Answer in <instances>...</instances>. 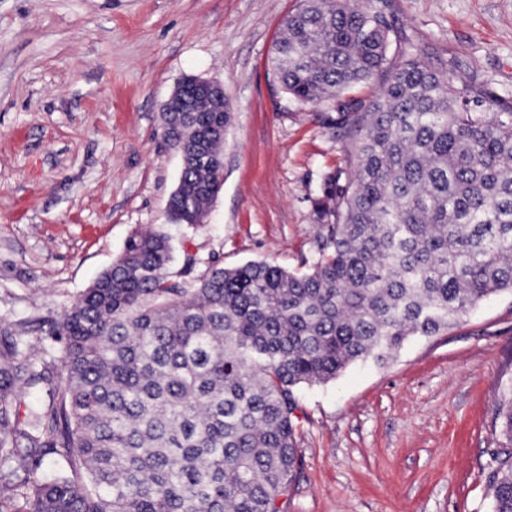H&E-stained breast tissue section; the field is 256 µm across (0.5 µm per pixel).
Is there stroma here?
Instances as JSON below:
<instances>
[{
	"label": "stroma",
	"mask_w": 512,
	"mask_h": 512,
	"mask_svg": "<svg viewBox=\"0 0 512 512\" xmlns=\"http://www.w3.org/2000/svg\"><path fill=\"white\" fill-rule=\"evenodd\" d=\"M392 29L481 100L512 102V0H374ZM297 0H0V323L59 316L134 228L165 225L172 271L267 261L304 271L326 175L351 173L337 101L302 103L271 65ZM233 113L205 223L171 224L181 169L161 134L183 77ZM512 296L299 393L303 469L283 512H491Z\"/></svg>",
	"instance_id": "obj_1"
}]
</instances>
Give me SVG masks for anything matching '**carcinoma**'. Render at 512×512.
Instances as JSON below:
<instances>
[{
	"label": "carcinoma",
	"instance_id": "obj_1",
	"mask_svg": "<svg viewBox=\"0 0 512 512\" xmlns=\"http://www.w3.org/2000/svg\"><path fill=\"white\" fill-rule=\"evenodd\" d=\"M356 0H299L273 65L289 96L341 97L378 76L373 99L341 104L353 174L315 199L326 235L304 272L212 264L170 271L163 230H135L59 317L39 322L59 365L0 324V512H281L300 478L298 393L358 360L383 361L411 336L512 295V105L479 100ZM168 117L186 135L173 224L206 219L222 180L229 108ZM20 412L22 399L40 392ZM504 444L489 474L492 512H512V384ZM45 464L50 475L33 479Z\"/></svg>",
	"mask_w": 512,
	"mask_h": 512
}]
</instances>
